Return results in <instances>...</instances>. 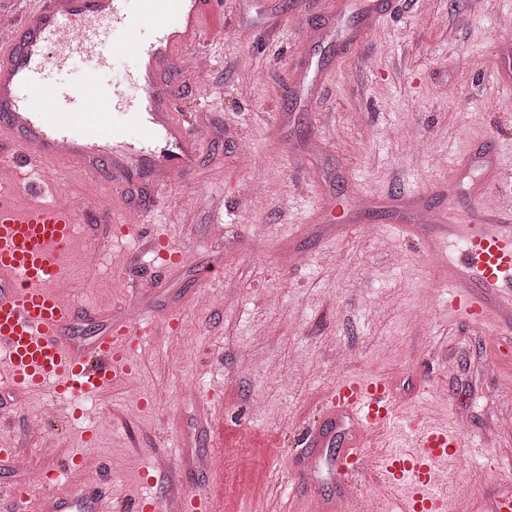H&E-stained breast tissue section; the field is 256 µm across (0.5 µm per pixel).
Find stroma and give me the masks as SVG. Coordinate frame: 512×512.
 I'll use <instances>...</instances> for the list:
<instances>
[{
  "label": "stroma",
  "mask_w": 512,
  "mask_h": 512,
  "mask_svg": "<svg viewBox=\"0 0 512 512\" xmlns=\"http://www.w3.org/2000/svg\"><path fill=\"white\" fill-rule=\"evenodd\" d=\"M197 49L208 81L175 83L178 110L207 131L187 179L111 191L69 163L42 170L20 202L86 199L110 232L82 234L67 258L92 336L146 305L129 372L79 411L51 386L0 387V430L45 412L28 435L32 470L100 458L116 503L155 504L181 472L217 512H318L349 496L397 512L371 476L343 487L321 458L310 493L290 481L302 432L346 377L385 378L401 415L456 426L469 464L448 512H487L512 487V301L460 260L481 194L512 166V0H391L367 39L363 0H222ZM432 210L442 223L423 224ZM187 260L155 270L146 235ZM102 255L89 279L82 256ZM143 279L149 293L129 290ZM472 299L478 317L448 307ZM210 457L208 479L193 465ZM150 479H143V471Z\"/></svg>",
  "instance_id": "35a3bbf8"
}]
</instances>
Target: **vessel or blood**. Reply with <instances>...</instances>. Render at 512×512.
Here are the masks:
<instances>
[{
	"label": "vessel or blood",
	"mask_w": 512,
	"mask_h": 512,
	"mask_svg": "<svg viewBox=\"0 0 512 512\" xmlns=\"http://www.w3.org/2000/svg\"><path fill=\"white\" fill-rule=\"evenodd\" d=\"M16 8L7 45L0 47V151L21 156L14 178L0 185V383L21 391L53 384L58 397L93 396L128 368L139 324L108 326L95 337L76 335L79 312L56 289L65 277L78 226L89 205H22L28 175L65 160L92 176L107 175L120 189L143 167L158 175L187 178L202 147L194 129L177 114L163 72H176L184 54L207 42L217 0H6ZM129 51L138 59L132 76L141 93L129 98L109 85L111 56ZM76 55L92 59L81 86L50 82ZM97 111L85 108L86 100ZM131 115L137 135L113 122ZM463 261L482 284L512 288V232L475 229ZM400 449L371 454L374 434L396 437ZM310 448H335L337 474L349 481L373 474L399 501V512H447V492L436 466L464 455L459 432L425 418L397 417L393 393L380 377L341 380L335 399L306 436ZM10 512H112V485L103 478L74 483L59 494L49 483L36 490L0 487Z\"/></svg>",
	"instance_id": "vessel-or-blood-1"
}]
</instances>
